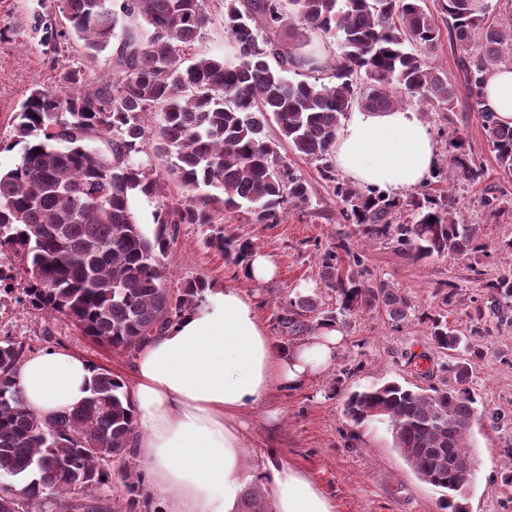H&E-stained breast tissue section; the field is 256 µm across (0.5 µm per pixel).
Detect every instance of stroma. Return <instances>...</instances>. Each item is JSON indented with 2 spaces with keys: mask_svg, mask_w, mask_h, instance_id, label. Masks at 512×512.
Wrapping results in <instances>:
<instances>
[{
  "mask_svg": "<svg viewBox=\"0 0 512 512\" xmlns=\"http://www.w3.org/2000/svg\"><path fill=\"white\" fill-rule=\"evenodd\" d=\"M37 11L56 16L55 0H0V30L6 35L0 42L1 170L21 159L23 146L14 138V115L31 89L56 87L60 72L79 64L94 79L105 72L103 63L84 64L78 51L55 54L42 45L33 28ZM424 122L431 131L444 129L461 136L481 167L478 179L458 181L455 194L461 223L482 225L487 255L417 262L392 244L361 237L353 225L342 222L340 203L322 179L317 162L284 147L283 159L310 185V203L289 208L276 224L253 223L242 210L222 215L225 234L252 239L273 258L275 277L263 284L247 279L241 267L226 263L220 252L207 247L209 227L182 224L171 244L166 287L177 290L202 278L214 288L244 290L255 297L259 317L271 336L287 348L301 341L300 336L283 333L277 321L290 298L311 295L321 307H335L336 295L324 285L320 256L343 238L360 254L369 284L383 282L398 289L420 312L445 311L450 325L469 334L474 308L485 294L482 277H493L503 261L512 259V173L504 172L490 151L474 99L460 95L454 111H431ZM491 198L496 199V207H488ZM445 286L454 291L446 306L437 295ZM342 334L329 365L300 387L274 390L268 408L277 411V420H267L260 410L243 414L251 435L240 457L246 477L243 494L261 492V455L276 447L287 462L303 467L330 492L336 512H441L439 492L415 476L394 448L388 425H355L343 404L349 392L391 380L440 385V377L428 380L418 375L414 362L426 355L439 363L445 361V354L419 316L396 328L379 307L354 313ZM19 338L32 351L62 349L115 373L128 371L132 361L126 354L95 347L69 322L33 313L23 317ZM474 342L480 355L472 361L470 387L480 409L512 416V324H501ZM474 435L477 472L467 510L512 512V485L496 479L504 467H512V424L494 430L483 421L475 426Z\"/></svg>",
  "mask_w": 512,
  "mask_h": 512,
  "instance_id": "1",
  "label": "stroma"
}]
</instances>
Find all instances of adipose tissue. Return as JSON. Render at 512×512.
<instances>
[{
    "instance_id": "obj_1",
    "label": "adipose tissue",
    "mask_w": 512,
    "mask_h": 512,
    "mask_svg": "<svg viewBox=\"0 0 512 512\" xmlns=\"http://www.w3.org/2000/svg\"><path fill=\"white\" fill-rule=\"evenodd\" d=\"M512 126V65L491 70L481 98ZM333 161L349 179L390 195L428 181L437 143L409 109L347 113ZM342 340L321 326L291 350L276 345L254 299L237 288L208 290L204 302L152 337L123 377L148 468L164 512H237L240 456L250 435L241 416L265 407L275 387L297 388L333 359ZM88 359L49 348L17 370L25 406L45 418L72 411L90 394ZM266 512H335L332 497L303 468L266 449L260 464Z\"/></svg>"
}]
</instances>
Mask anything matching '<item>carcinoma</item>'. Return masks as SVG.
I'll list each match as a JSON object with an SVG mask.
<instances>
[{
  "label": "carcinoma",
  "mask_w": 512,
  "mask_h": 512,
  "mask_svg": "<svg viewBox=\"0 0 512 512\" xmlns=\"http://www.w3.org/2000/svg\"><path fill=\"white\" fill-rule=\"evenodd\" d=\"M66 27L34 15V29L56 51L60 41L90 61L109 55L95 81L85 70L60 74L56 89L36 88L16 113L21 161L0 171V256L18 262L33 313L71 323L93 345L134 354L205 299L199 279L178 291L164 287L169 228H212L208 247L237 266L256 249L249 238L226 236L220 212L245 209L256 224H276L290 206L310 202L307 181L281 158L280 145L319 163L342 207L344 221L368 239H384L416 261L486 252L478 224H461L455 198L421 186L406 205L413 223H393L403 207L391 196L362 191L336 178L332 148L353 107L400 109L416 100L451 112L459 91L420 50H435L442 29L426 0H224L227 57L194 51L208 23L204 0H56ZM448 41L461 52L464 91L480 100L484 74L512 57V24L488 19L485 0H440ZM299 36L282 42L279 31ZM331 35L330 60L306 49ZM306 70L293 80L288 73ZM154 116L151 127L146 115ZM499 167L512 171V127L482 114ZM277 128L271 137L270 128ZM448 163L433 179H476L481 167L458 137ZM164 166L184 194L155 215L157 230L141 231L133 202L161 193ZM321 256L325 287L336 308L321 310L312 296L289 300L278 318L293 334L347 324L359 310L380 306L400 325L416 314L401 292L364 281L366 269L339 274V251ZM486 301L475 306L473 336L506 322L512 309V264L486 280ZM435 345L448 360L424 376L448 373L442 387L411 389L390 382L351 392V422H386L394 448L414 474L441 492L444 512H466L463 500L476 470L473 426L483 418L469 388V339L442 315L424 314ZM24 342L0 340V476L28 482L15 493L0 487V512H151L139 469L140 449L127 396L117 376L95 367L90 396L74 410L43 418L25 407L15 372L27 357ZM112 456L117 468L104 467ZM127 498L104 506L95 495L113 481Z\"/></svg>",
  "instance_id": "1"
}]
</instances>
